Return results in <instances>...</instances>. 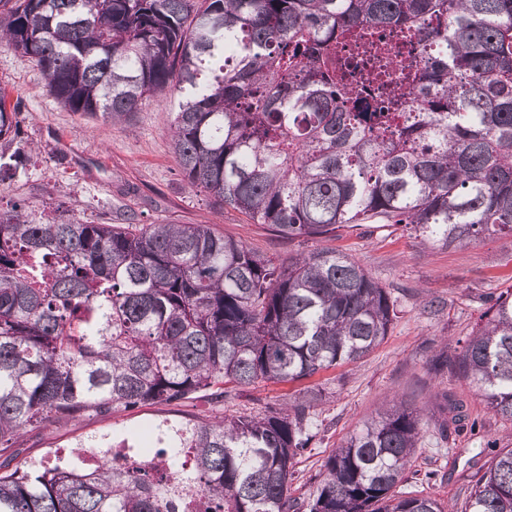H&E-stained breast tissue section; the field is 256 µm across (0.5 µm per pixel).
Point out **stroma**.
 Here are the masks:
<instances>
[{"label": "stroma", "mask_w": 512, "mask_h": 512, "mask_svg": "<svg viewBox=\"0 0 512 512\" xmlns=\"http://www.w3.org/2000/svg\"><path fill=\"white\" fill-rule=\"evenodd\" d=\"M0 89L18 110L21 147L33 153L23 172L0 184V204L47 206L82 224H207L259 253L286 259L329 248L358 261L390 291L399 316L386 340L357 363L294 383L241 388L229 403L143 405L88 415L67 425L48 424L27 433L18 464L71 455L79 439L169 418L211 419L236 411H260L289 395L318 393L319 433L298 457L292 494L312 497L323 464L367 418L395 402L430 410L454 397L464 403L469 426L436 444L425 426L413 470L399 492L428 495L445 512H463L475 481L496 449L512 448V422L491 411L468 381L454 373H430L441 348L461 350L487 308L486 297L512 289V235L503 233L447 248L422 241L404 226L362 224L338 236L283 238L231 208L191 189L169 147L168 130L178 103L148 99L125 120L83 119L61 107L47 79L28 58L0 48Z\"/></svg>", "instance_id": "35a3bbf8"}]
</instances>
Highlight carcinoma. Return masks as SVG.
Wrapping results in <instances>:
<instances>
[{
  "label": "carcinoma",
  "mask_w": 512,
  "mask_h": 512,
  "mask_svg": "<svg viewBox=\"0 0 512 512\" xmlns=\"http://www.w3.org/2000/svg\"><path fill=\"white\" fill-rule=\"evenodd\" d=\"M402 25L424 59L372 109L386 73L351 80L336 44ZM0 45L82 118L121 121L178 90L170 145L187 184L288 239L368 222L445 248L512 235V0H0ZM18 127L0 90V141ZM27 160L21 147L0 153V182ZM486 316L430 370L456 371L512 421V296ZM396 318L387 288L327 249L278 262L207 224L0 209V512H176L192 488L208 512H444L394 494L427 417L401 402L334 450L311 500L289 486L318 429L301 396L257 415L163 420L148 444L135 431L77 444L160 445L172 480L144 457L11 466L29 427L309 379L363 358ZM463 408L448 399L441 438ZM465 512H512V448Z\"/></svg>",
  "instance_id": "obj_1"
}]
</instances>
